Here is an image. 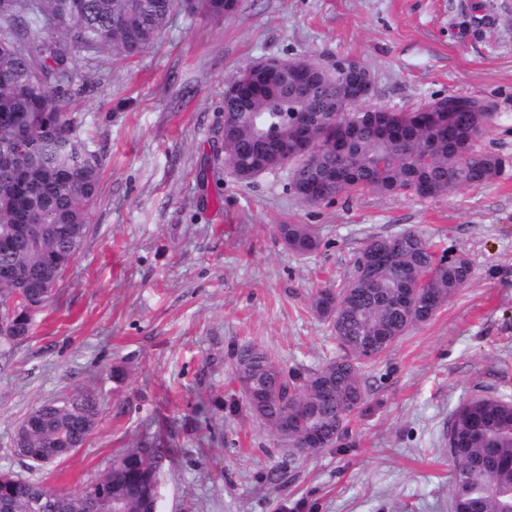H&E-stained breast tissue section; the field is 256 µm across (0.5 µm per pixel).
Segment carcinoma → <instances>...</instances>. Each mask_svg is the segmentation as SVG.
Wrapping results in <instances>:
<instances>
[{"mask_svg": "<svg viewBox=\"0 0 512 512\" xmlns=\"http://www.w3.org/2000/svg\"><path fill=\"white\" fill-rule=\"evenodd\" d=\"M175 12L205 20L224 18V0H3L0 3V268L14 277L0 281V304L18 296L15 324L20 334L0 335V359L28 337L29 316L53 298L68 267L81 253L89 206L101 180V163L76 134L62 84L80 51L130 61L149 48ZM303 106L318 117L314 148L303 158L284 152L295 136L290 111L292 76L286 70L238 71L227 85L236 96L224 99V164L241 181L291 166L289 190L303 204L311 185L325 187L323 202L363 192L413 193L439 198L461 187L493 182L508 160L475 149L492 123L491 112L440 116L431 100L413 112H345L336 132L324 123L326 109L354 100L356 80L320 77L315 61ZM26 221V237L14 225ZM289 250L309 255L320 247L312 224H281ZM381 243L393 245L388 266L367 276L362 259ZM473 277L468 256L451 258L423 231L408 228L374 236L357 254L352 273L313 292L310 309L332 327L341 355L305 375L285 370L265 349L239 346L232 372L252 415L298 455L313 434L323 447L336 445L366 397L362 365L389 350L413 328L429 322ZM101 401L76 387L33 408L26 445L31 461L62 459L84 446L95 430ZM294 420L288 435L280 426ZM452 466L451 500L465 512H512V398L476 394L455 411L448 430ZM161 455L142 441L121 452L112 467L77 491L32 482L0 472V504L8 512H86L95 499L100 512H140L159 481Z\"/></svg>", "mask_w": 512, "mask_h": 512, "instance_id": "obj_1", "label": "carcinoma"}]
</instances>
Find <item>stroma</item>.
<instances>
[{"mask_svg": "<svg viewBox=\"0 0 512 512\" xmlns=\"http://www.w3.org/2000/svg\"><path fill=\"white\" fill-rule=\"evenodd\" d=\"M297 55L359 60L379 106L483 98L495 120L479 146L512 159V0H242L217 21L174 14L132 62L81 54L68 109L102 178L79 258L0 368V470L75 491L146 439L164 453L158 512H451L454 411L512 396V166L437 199L314 207L288 168L238 181L217 153L226 82ZM282 224L315 225L319 251L286 248ZM410 227L466 253L472 281L365 369L341 443L292 454L249 412L233 350L253 343L303 372L335 358L311 292L345 279L369 238ZM77 386L102 400L86 445L18 457L27 413Z\"/></svg>", "mask_w": 512, "mask_h": 512, "instance_id": "stroma-1", "label": "stroma"}]
</instances>
